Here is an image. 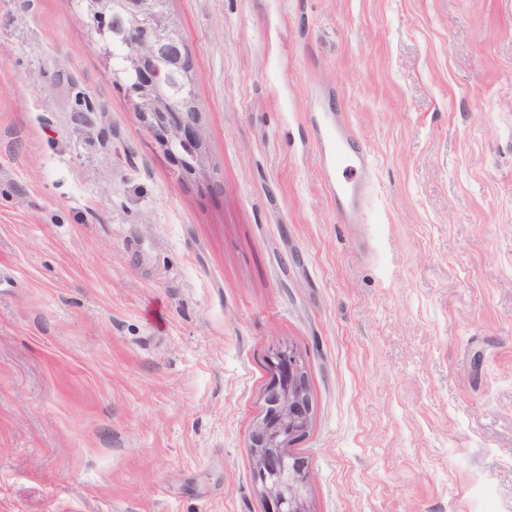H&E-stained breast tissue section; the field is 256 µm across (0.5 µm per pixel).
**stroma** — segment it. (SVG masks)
<instances>
[{"label": "stroma", "instance_id": "obj_1", "mask_svg": "<svg viewBox=\"0 0 512 512\" xmlns=\"http://www.w3.org/2000/svg\"><path fill=\"white\" fill-rule=\"evenodd\" d=\"M182 177L77 0H0V512H264L285 345L311 512H512V0H169ZM373 157L326 192L313 110ZM268 370L261 411L249 435L253 485L264 512H310V467L291 450L311 424L306 362L288 345L268 359Z\"/></svg>", "mask_w": 512, "mask_h": 512}]
</instances>
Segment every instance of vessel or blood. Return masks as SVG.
Masks as SVG:
<instances>
[{
    "instance_id": "1",
    "label": "vessel or blood",
    "mask_w": 512,
    "mask_h": 512,
    "mask_svg": "<svg viewBox=\"0 0 512 512\" xmlns=\"http://www.w3.org/2000/svg\"><path fill=\"white\" fill-rule=\"evenodd\" d=\"M312 121L326 190L337 206H346L371 172L370 152L355 139L345 113L318 112Z\"/></svg>"
}]
</instances>
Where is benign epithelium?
<instances>
[{"label":"benign epithelium","instance_id":"benign-epithelium-1","mask_svg":"<svg viewBox=\"0 0 512 512\" xmlns=\"http://www.w3.org/2000/svg\"><path fill=\"white\" fill-rule=\"evenodd\" d=\"M86 8L98 19L109 14L121 18L113 35L128 43L123 58V71L132 77L126 86L128 99L175 165L189 176H205L206 134L199 112L190 104L194 64L185 45L174 37L176 21L159 10L157 0H86ZM177 76L185 91V102L179 106L161 95L163 83ZM268 370L261 411L249 435L253 485L265 512H309L310 467L292 452L311 424L306 362L288 345L268 359Z\"/></svg>","mask_w":512,"mask_h":512}]
</instances>
